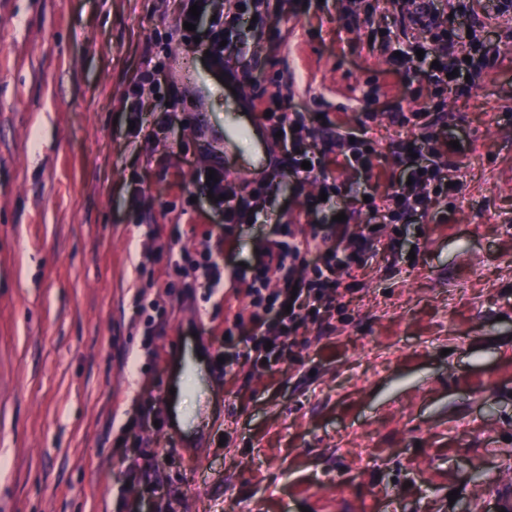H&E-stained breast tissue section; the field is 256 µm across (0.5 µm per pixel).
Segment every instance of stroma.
I'll return each instance as SVG.
<instances>
[{
    "mask_svg": "<svg viewBox=\"0 0 512 512\" xmlns=\"http://www.w3.org/2000/svg\"><path fill=\"white\" fill-rule=\"evenodd\" d=\"M370 2L280 0L278 35L252 40L257 66L233 90L175 35L182 0H0V512H127L140 498L143 512H500L489 489L512 476V18L474 0L481 24L458 18L461 43L499 60L470 95L438 97L419 66L398 76L370 49L372 27L401 9ZM151 63L179 102L171 112L142 91L132 134L126 99ZM254 98L308 115L317 146L330 132L314 113L353 126L375 113L373 178L326 160L352 228L366 222L359 187L397 183L398 115L423 102L452 118L460 190L447 223L404 225L395 265L350 269L333 318L300 329L277 371L213 374L184 404L204 429L177 428L167 397L184 353L210 371L223 348L224 293L163 289L156 254L252 261L276 215L319 192H295L268 137L225 140L229 121L254 127ZM217 161L229 182L268 185L267 216L229 257L199 184ZM150 405L162 424L135 435L157 469L133 485L117 439Z\"/></svg>",
    "mask_w": 512,
    "mask_h": 512,
    "instance_id": "stroma-1",
    "label": "stroma"
}]
</instances>
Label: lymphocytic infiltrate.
<instances>
[{
	"instance_id": "1",
	"label": "lymphocytic infiltrate",
	"mask_w": 512,
	"mask_h": 512,
	"mask_svg": "<svg viewBox=\"0 0 512 512\" xmlns=\"http://www.w3.org/2000/svg\"><path fill=\"white\" fill-rule=\"evenodd\" d=\"M187 2L198 5L201 14H212L213 19L207 28L191 32L183 27L191 15L187 10L181 11L176 32L205 44L210 67L229 70V61H237L236 70H229L231 78L241 85L249 83L254 67L250 40L272 30L278 10L264 5L262 0H238V10L227 13L215 10L213 0ZM413 30L425 32L427 42L412 40L409 33ZM372 38L389 53L395 69L420 61L430 83L438 87L455 83L462 94L469 92L471 78L494 66L498 59L496 50L482 44L463 53L453 19L438 16L423 0H417L414 9L401 13L396 28L373 32ZM409 122L412 137L401 141L398 154L408 181L381 200H369L368 220L358 236H351L345 221L327 227L315 223L320 200L313 197L304 204V223L274 224L271 238L259 249L253 263L234 267L232 272H224L207 252L197 260L185 253L167 255L168 287L182 289L188 295L199 288L210 292L223 289L224 306L228 309L240 298L249 300L250 314L234 312L224 321V353L219 371L230 372L242 362L257 370L274 371L291 352L299 328L322 324L330 315L341 285V269L362 267L376 256L396 261L400 221L407 218L425 223L432 207L447 203L454 195L442 162L452 150L445 118L422 107L411 112ZM268 123L271 132L280 136L284 151L281 164L298 186L318 180L328 198L341 197V188L330 181L325 171V155L335 145L347 147L346 165L365 171L371 168L373 140L363 134L351 135L344 119L323 117V125L335 129L336 143L319 149L303 145L302 113L275 110ZM215 174V181L209 182L207 189L217 198L215 207L224 216V241L230 245L237 229L256 221L255 210L264 184L255 181L234 186L220 165L216 166ZM310 254L317 255L319 262L310 274L301 275L297 264ZM272 268L279 271L281 281L280 287L273 290L265 279Z\"/></svg>"
}]
</instances>
